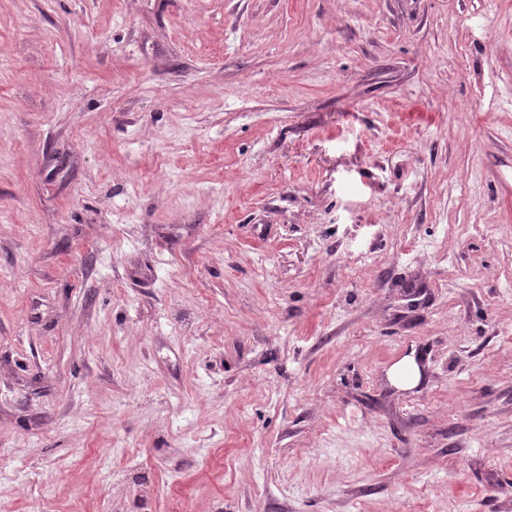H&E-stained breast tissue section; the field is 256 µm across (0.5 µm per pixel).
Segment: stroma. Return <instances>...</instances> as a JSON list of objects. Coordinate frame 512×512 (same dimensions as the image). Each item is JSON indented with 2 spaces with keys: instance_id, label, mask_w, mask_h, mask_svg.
Returning a JSON list of instances; mask_svg holds the SVG:
<instances>
[{
  "instance_id": "obj_1",
  "label": "stroma",
  "mask_w": 512,
  "mask_h": 512,
  "mask_svg": "<svg viewBox=\"0 0 512 512\" xmlns=\"http://www.w3.org/2000/svg\"><path fill=\"white\" fill-rule=\"evenodd\" d=\"M455 506L512 512V0H0V512Z\"/></svg>"
}]
</instances>
